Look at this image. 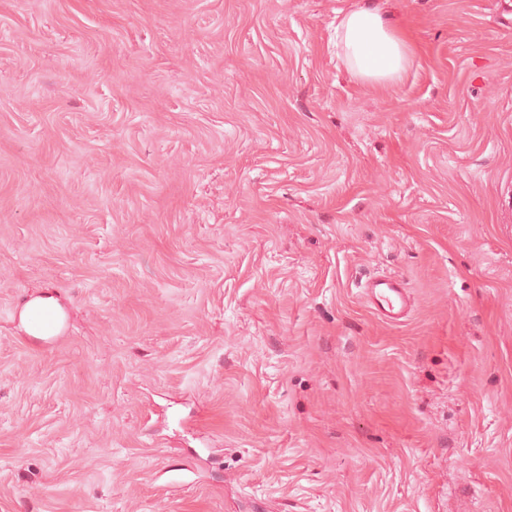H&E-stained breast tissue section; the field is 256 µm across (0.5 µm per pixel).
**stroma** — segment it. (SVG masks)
Returning <instances> with one entry per match:
<instances>
[{
  "mask_svg": "<svg viewBox=\"0 0 512 512\" xmlns=\"http://www.w3.org/2000/svg\"><path fill=\"white\" fill-rule=\"evenodd\" d=\"M0 512H512V0H0ZM336 38L352 74L369 87H383L399 78L412 55L404 35L368 4L338 11ZM363 293L370 306L388 323L401 322L410 312L408 289L397 275H379L371 278ZM64 308L53 295L46 293L31 299L20 312V322L25 331L35 337L52 336L61 326ZM46 322L52 324L51 328ZM54 329L53 331H51Z\"/></svg>",
  "mask_w": 512,
  "mask_h": 512,
  "instance_id": "stroma-1",
  "label": "stroma"
}]
</instances>
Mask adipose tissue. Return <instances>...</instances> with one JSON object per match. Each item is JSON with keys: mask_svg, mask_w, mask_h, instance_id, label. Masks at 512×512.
I'll list each match as a JSON object with an SVG mask.
<instances>
[{"mask_svg": "<svg viewBox=\"0 0 512 512\" xmlns=\"http://www.w3.org/2000/svg\"><path fill=\"white\" fill-rule=\"evenodd\" d=\"M336 36L352 74L371 87H382L399 78L412 54L404 35L367 5L338 12ZM63 318L62 304L50 294L34 297L20 313L25 331L35 337L50 335Z\"/></svg>", "mask_w": 512, "mask_h": 512, "instance_id": "ef3b65f1", "label": "adipose tissue"}]
</instances>
